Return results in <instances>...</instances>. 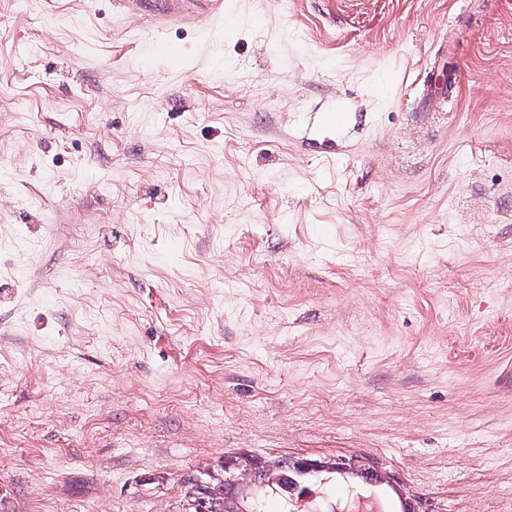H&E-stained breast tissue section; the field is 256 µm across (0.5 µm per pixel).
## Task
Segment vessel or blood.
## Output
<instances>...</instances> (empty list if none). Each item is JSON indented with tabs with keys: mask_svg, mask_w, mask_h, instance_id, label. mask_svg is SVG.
I'll list each match as a JSON object with an SVG mask.
<instances>
[{
	"mask_svg": "<svg viewBox=\"0 0 512 512\" xmlns=\"http://www.w3.org/2000/svg\"><path fill=\"white\" fill-rule=\"evenodd\" d=\"M122 15L148 18L163 24L191 23L213 25L224 18V0H115ZM414 91L422 102L426 112L447 110L455 102L454 96L440 89L433 71H424L417 75ZM347 122L344 112L296 113L291 130V139L302 150L320 149L335 153L336 142L333 139H320L321 131H333L343 128Z\"/></svg>",
	"mask_w": 512,
	"mask_h": 512,
	"instance_id": "1",
	"label": "vessel or blood"
}]
</instances>
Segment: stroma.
I'll use <instances>...</instances> for the list:
<instances>
[{"label": "stroma", "instance_id": "35a3bbf8", "mask_svg": "<svg viewBox=\"0 0 512 512\" xmlns=\"http://www.w3.org/2000/svg\"><path fill=\"white\" fill-rule=\"evenodd\" d=\"M224 3L0 0V512H181L250 457L381 478L263 512H512V0ZM334 103L338 159L289 142ZM115 4L122 15L163 24L213 25L224 19V0H115ZM414 82V92L418 93L419 102L423 104L420 112H442L456 102L451 92L448 91L447 96L446 92L437 86L433 67L429 71L419 73Z\"/></svg>", "mask_w": 512, "mask_h": 512}]
</instances>
